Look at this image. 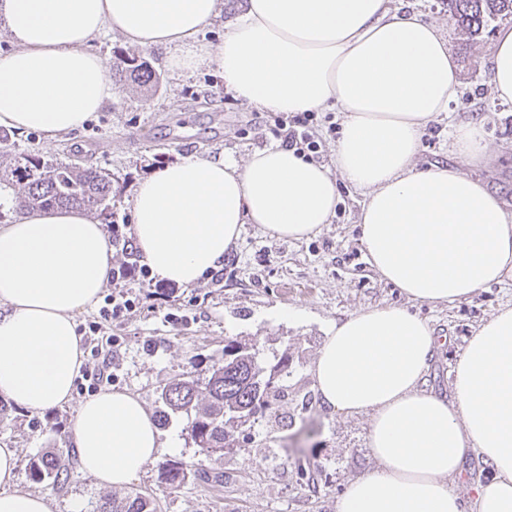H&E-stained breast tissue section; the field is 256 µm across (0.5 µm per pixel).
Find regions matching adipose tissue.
<instances>
[{
  "instance_id": "1",
  "label": "adipose tissue",
  "mask_w": 512,
  "mask_h": 512,
  "mask_svg": "<svg viewBox=\"0 0 512 512\" xmlns=\"http://www.w3.org/2000/svg\"><path fill=\"white\" fill-rule=\"evenodd\" d=\"M223 0H0L15 43L0 55V126L54 137L112 99L103 30L169 50L184 74L210 62L241 102L295 114L337 109L333 165L272 144L245 163L188 155L144 180L132 201L143 261L196 285L224 263L245 224L300 240L330 223L337 183L366 195L359 216L371 267L407 298L452 303L512 281V219L503 200L457 168L416 162L424 128L460 83L441 28L393 0H240L221 44L198 45ZM489 83L512 101V27L494 43ZM112 243L81 209L25 211L0 226V397L33 413L68 404L84 362L77 315L97 303ZM443 343L406 308L375 307L333 324L311 366L325 405L370 414L374 470L351 481L336 512H512V306L470 337L451 393L425 378ZM69 441L82 471L121 487L164 451L144 401L104 390L77 407ZM493 468L471 477L467 462ZM470 480L463 500L450 486ZM17 455L0 448V512H53L16 490Z\"/></svg>"
}]
</instances>
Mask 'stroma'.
I'll return each mask as SVG.
<instances>
[{
	"mask_svg": "<svg viewBox=\"0 0 512 512\" xmlns=\"http://www.w3.org/2000/svg\"><path fill=\"white\" fill-rule=\"evenodd\" d=\"M397 3L444 28L461 84V94L448 112L424 129L419 166L447 163L480 178L512 214V102H500L487 83L496 32L511 25L512 17L490 21L471 41L450 19L443 0ZM90 49L108 62L120 52L146 57L160 82L146 93L116 89L111 102L81 129L54 140L39 131L15 132L7 148L14 156L37 152L47 160L111 174L114 223H131L135 188L163 166L189 154L241 162L273 143L267 125L276 120V113H262L234 99L215 65L177 76L166 65L165 50L129 45L109 30ZM474 119L483 120L487 144V159L478 166L448 152L453 128ZM363 201L361 193L340 184L331 223L299 241L278 238L255 224L243 225L232 250L236 261L225 264L221 285L179 287L173 296L142 304L112 330L119 344L112 355L111 386L139 395L152 411L165 380L208 368L223 357L228 340L255 345L268 363L288 358L285 397L272 401L252 426L236 429L235 447L224 455L223 483L193 477L173 488L162 481L161 462L192 464L201 458L187 417L174 415L161 431L175 445L165 450L160 462L148 465L127 486H98L81 472L68 440L75 403L85 396L78 390L74 403L41 414L8 400L0 404V447L17 452L18 491L50 497L55 512H71L77 503L82 512H94L104 496L121 498L135 491L151 495L159 512H336V499L347 483L374 470L376 462L367 447L369 415L331 412L311 377L329 327L368 308L408 306L447 339L427 379L428 388L442 395L469 336L499 308L512 305L511 282L454 303L407 300L367 261L358 232ZM289 308L298 311V319H281V311ZM174 313L181 315V322L171 321ZM46 453L68 462L61 484H39L29 475V459ZM305 464L311 467L307 478L301 475Z\"/></svg>",
	"mask_w": 512,
	"mask_h": 512,
	"instance_id": "stroma-1",
	"label": "stroma"
}]
</instances>
